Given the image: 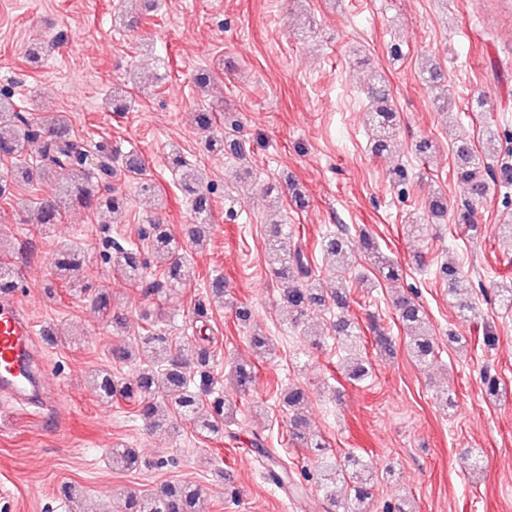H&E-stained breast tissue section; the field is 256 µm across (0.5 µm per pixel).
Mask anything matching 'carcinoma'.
Wrapping results in <instances>:
<instances>
[{
  "label": "carcinoma",
  "instance_id": "obj_1",
  "mask_svg": "<svg viewBox=\"0 0 512 512\" xmlns=\"http://www.w3.org/2000/svg\"><path fill=\"white\" fill-rule=\"evenodd\" d=\"M141 8L136 12L119 15V24L134 27L144 11L155 7V0H139ZM224 73L222 68L200 69L194 75V83L204 89ZM374 131L372 152L381 154L389 150L396 136V113L388 105V93L383 78L375 76L367 88ZM192 123L205 134L204 146L210 153L230 155L243 161L248 150L238 137L216 127L215 110L198 109L192 113ZM39 130L31 129L25 115L16 110L10 94L0 92V159H10L15 165L0 175V199L12 195V189L20 182L30 184L43 179L57 182V194L38 202L35 221L47 233L60 223L65 208L94 211L104 216L115 217L122 213L126 197L114 187L99 184V171L104 161L115 159V152L108 141H99L88 149L68 136L67 122L58 114L38 122ZM42 138V146L35 159H24L26 144L32 139ZM458 179L470 203L457 213V222L469 229L476 227L472 221V203L486 195L489 183L508 191L512 189V161L509 155L501 154L499 134L487 131L482 149L473 150L463 142L456 147ZM127 176L136 181L143 195H151L155 184L149 178L143 160L134 153L122 159ZM169 166L178 179L182 190L189 198L193 224L189 236L196 243L203 240L211 223L212 185H202L195 168L180 154L169 158ZM242 205L240 198L231 191H224V219L231 222L239 217ZM140 242L112 239L109 251L104 254L105 263L113 271L144 289L145 295L164 291H176L195 279V269L183 247L171 234L162 218L150 216L145 219ZM294 238L292 227L273 224L268 238V261L274 273L284 280L283 303L290 313L291 324L299 327L312 307L333 304L336 317L331 324L336 341L353 348L359 338L358 327L345 315L349 307V293L344 286L343 274L336 275L337 284L326 285L312 274L308 258L302 250L291 247ZM359 246L368 256L378 273L392 279L397 268L379 250L372 239L364 236ZM326 264L331 269L345 262L353 250L346 230L326 235L321 245ZM54 276L62 287L72 295L91 294V301L98 309L112 312V326L128 327L127 318L112 311V299L103 288L91 290L84 268L81 250L72 244H64L58 250ZM394 306L398 318L407 333V350L416 363L426 366L433 361L438 343L429 327L423 306L411 297L397 299ZM148 327L141 328L136 349L126 346L112 347V361L138 366L126 377H117L108 371L91 375V383L97 395L106 400L121 398L134 402L139 415L155 432L179 431V422L193 424L197 433L208 438H224V427L234 424L236 406L225 398L217 387L214 376L215 356L209 348V338L199 337L177 345L150 314L142 316ZM348 378L362 382L369 377V364L352 355L347 358ZM230 378L239 394L250 391L255 378L256 366L249 362L236 363ZM306 395L298 386L288 387L282 403L290 417L289 430L292 443L311 448L321 458L320 465L309 473L305 470L295 474L288 466L276 459L266 448L263 438L254 435L251 445L266 460L271 462L269 478L282 489L296 491L299 480L314 481L326 501L325 512H372L374 474L368 464L358 455L348 453L343 460L333 461L327 457L328 445L310 433L307 420L301 409ZM112 468L134 471L152 466L133 448L119 445L110 452ZM344 483L349 493L342 497L335 488ZM65 512H84L79 507L82 491L74 484H65L59 491ZM120 512H205L203 499L196 485L191 482L171 481L145 493L130 491L124 494Z\"/></svg>",
  "mask_w": 512,
  "mask_h": 512
}]
</instances>
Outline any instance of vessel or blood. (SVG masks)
I'll return each mask as SVG.
<instances>
[{
  "label": "vessel or blood",
  "mask_w": 512,
  "mask_h": 512,
  "mask_svg": "<svg viewBox=\"0 0 512 512\" xmlns=\"http://www.w3.org/2000/svg\"><path fill=\"white\" fill-rule=\"evenodd\" d=\"M53 344L51 326H35L21 308L17 293L0 296V396L28 404L43 389L32 363L40 350Z\"/></svg>",
  "instance_id": "1"
}]
</instances>
